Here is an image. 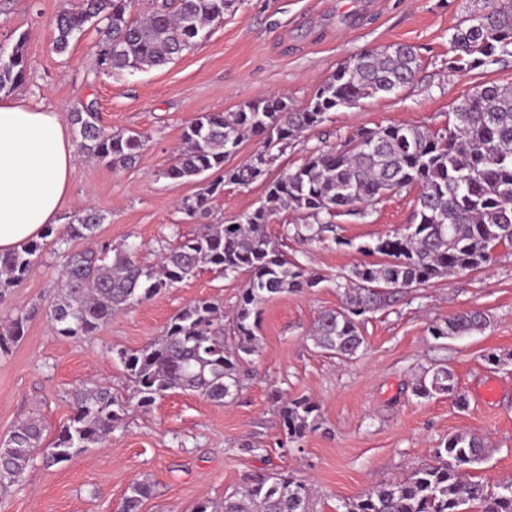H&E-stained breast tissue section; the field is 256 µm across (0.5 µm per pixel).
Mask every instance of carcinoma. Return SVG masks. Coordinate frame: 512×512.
<instances>
[{
	"label": "carcinoma",
	"instance_id": "obj_1",
	"mask_svg": "<svg viewBox=\"0 0 512 512\" xmlns=\"http://www.w3.org/2000/svg\"><path fill=\"white\" fill-rule=\"evenodd\" d=\"M232 0H178L175 10L163 3L149 17L134 20L127 0H74L56 18L54 47L68 50L89 23L104 25L96 51V72L120 73L163 65L191 43L207 35V27L224 16ZM25 37L11 51L0 50V93L20 84L27 71ZM512 56V3L486 0L448 38V68L470 71ZM420 70L412 47L396 44L376 53H362L341 65L302 109L282 97L244 105L240 111L201 112L183 129L182 148L163 176L174 184L191 181L213 169L221 180L201 183L192 200L182 203L190 217L204 215L208 202L224 191V182L249 185L257 180L253 161L224 169L244 135L262 139L261 151L272 153L308 130L320 126L340 107L390 94L411 84ZM77 135V152L104 161L114 170L130 167L142 149L140 136L101 125L90 102L69 113ZM417 189L416 223L378 239L360 251L380 255L360 264L337 284L343 306L325 310L314 322L311 340L341 360L354 358L364 338L360 317L389 305L390 283L419 288L457 273L484 267L499 246L512 245V86L484 84L454 106L447 127L433 132L414 125L361 129L338 145L318 150L295 170L271 180L264 200L232 224H202L163 256L161 270L137 259L138 247L73 252V239L97 236L105 215L87 210L68 224L66 236L53 241L63 250L64 273L49 309L53 328L62 336H91L112 316L188 280L204 267L226 276L245 273L232 316L233 336H224V309L197 300L175 314L163 335L144 348L120 353L132 392L120 400L105 387H81L71 395L72 415L51 446L42 448L43 427L36 420L17 426L0 443V487L21 477L37 455L50 467L84 448L104 443L119 429L128 407L148 408L172 390L195 392L216 404L234 399L240 368L258 349L255 328L260 307L271 297L317 287L322 278L288 257L267 233L270 219L290 209L309 221L286 228L308 243L351 242L327 234L341 215L368 216L367 207L387 194ZM45 244L35 240L0 255V294L24 280L42 259ZM28 316L0 327V353L22 340ZM488 317L468 310L432 327L437 337L465 336L486 329ZM423 398L448 396L467 407L453 373L435 368L418 380ZM316 406L307 398L286 401L281 416L288 439L314 428ZM438 464L419 467L402 480L366 491L345 504V512H463L470 504L480 512H512V480L491 490L464 479L488 458L484 440L458 432L435 449ZM151 486L131 483L120 512H140ZM311 490L300 479L277 474L253 478L240 493L224 497L221 510L201 502L196 512H310Z\"/></svg>",
	"mask_w": 512,
	"mask_h": 512
}]
</instances>
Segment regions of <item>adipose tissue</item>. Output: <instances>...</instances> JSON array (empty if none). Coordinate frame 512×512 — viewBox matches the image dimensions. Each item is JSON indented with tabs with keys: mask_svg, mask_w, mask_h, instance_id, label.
<instances>
[{
	"mask_svg": "<svg viewBox=\"0 0 512 512\" xmlns=\"http://www.w3.org/2000/svg\"><path fill=\"white\" fill-rule=\"evenodd\" d=\"M76 161L58 113L0 103V255L56 223Z\"/></svg>",
	"mask_w": 512,
	"mask_h": 512,
	"instance_id": "ef3b65f1",
	"label": "adipose tissue"
}]
</instances>
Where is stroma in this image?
<instances>
[{"label":"stroma","mask_w":512,"mask_h":512,"mask_svg":"<svg viewBox=\"0 0 512 512\" xmlns=\"http://www.w3.org/2000/svg\"><path fill=\"white\" fill-rule=\"evenodd\" d=\"M71 2L0 0V48L24 39L28 61L25 80L9 98L63 117L91 102L105 128L143 137L130 168L78 160L54 230L65 234L72 215L95 208L106 217L99 239L140 244L139 259L148 267L157 265L161 251L192 236L199 223H224L265 197L264 181L228 183L210 201L204 220L181 212L180 201L199 186L171 185L163 172L196 113L234 112L278 94L299 108L349 58L397 43L413 48L421 68L410 85L329 113L279 153L269 171L275 179L362 128L444 129L452 107L476 86L512 83V57L468 72L448 67V33L475 0H234L221 22L172 62L120 74L96 70L97 27H87L67 52L55 51L56 18ZM414 198L404 191L383 197L366 218L337 217L340 247L287 236V225L304 223L302 213L286 209L273 216L268 234L323 280L263 304L259 349L241 369L235 398L218 405L176 390L150 408H130L123 427L103 445L50 468L34 460L18 482L0 487V512H119L137 480L151 484L141 512H193L199 500L221 504L252 476L271 472L311 483L314 512H343V502L434 463L435 448L463 431L484 437L489 448L472 480L493 487L512 479V248L499 247L478 271L400 290L389 306L366 315L364 351L355 359L340 360L309 338L322 311L342 306L336 279L363 262L358 245L412 224ZM63 264L55 246H47L26 278L0 296V324L21 314L28 318L23 339L0 355V441L35 419L44 428V444H51L69 421L76 388L99 383L126 397L129 382L118 351L140 349L161 336L194 300L215 299L232 312L247 281L243 274L204 269L118 313L94 335L65 337L48 319ZM468 309L488 314L484 331L431 335L434 323ZM491 352L498 363L486 361ZM440 365L453 372L467 409L445 396L416 395V380ZM490 383L498 393L488 400L483 392ZM299 397L315 403L316 427L289 443L280 405Z\"/></svg>","instance_id":"1"}]
</instances>
